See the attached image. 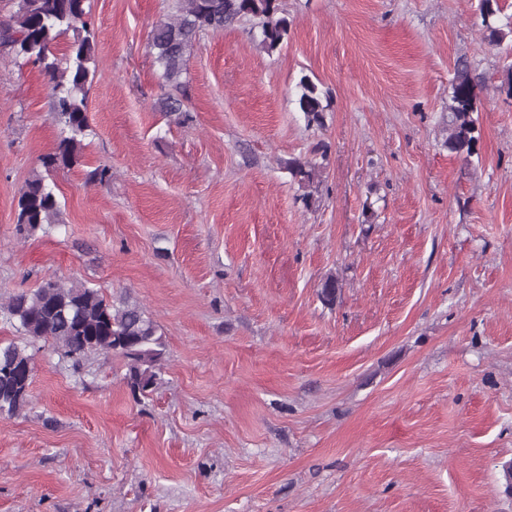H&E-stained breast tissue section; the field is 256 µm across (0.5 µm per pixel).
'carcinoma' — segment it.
Returning a JSON list of instances; mask_svg holds the SVG:
<instances>
[{
  "label": "carcinoma",
  "instance_id": "1",
  "mask_svg": "<svg viewBox=\"0 0 512 512\" xmlns=\"http://www.w3.org/2000/svg\"><path fill=\"white\" fill-rule=\"evenodd\" d=\"M87 0H16L9 16H0V48L37 68L52 92L53 118L59 137L53 152L42 158L44 172L25 182L18 198L17 227L32 234L55 224L60 203L48 179L59 169L84 164V139L90 130L88 96L95 77L93 34L86 20ZM174 11L155 26L151 49L161 68L164 94L156 103L168 121L182 125L192 119L182 81L196 40L205 32H221L239 20H256L257 47L271 55L288 38L292 20L281 0H173ZM477 18L484 40L501 46L512 38V13L500 0H479ZM72 34L66 52L57 54L60 39ZM478 73L467 56L457 58L450 81L446 125L448 151L464 162L478 151ZM297 104L307 125L322 127L329 107V92L304 75L298 84ZM305 204L314 200L321 181V164L291 157L284 161ZM339 284L329 274L320 283L318 297L327 306L336 302ZM0 312L15 323L19 341L0 342V417L12 418L30 404L32 378L16 369L33 365L28 349L38 341H53L61 358L73 366L91 354L120 355L126 360V382L133 396H147L161 381L166 345L158 325L138 303L118 305L100 289L83 282L65 283L48 275L37 288L8 297Z\"/></svg>",
  "mask_w": 512,
  "mask_h": 512
}]
</instances>
